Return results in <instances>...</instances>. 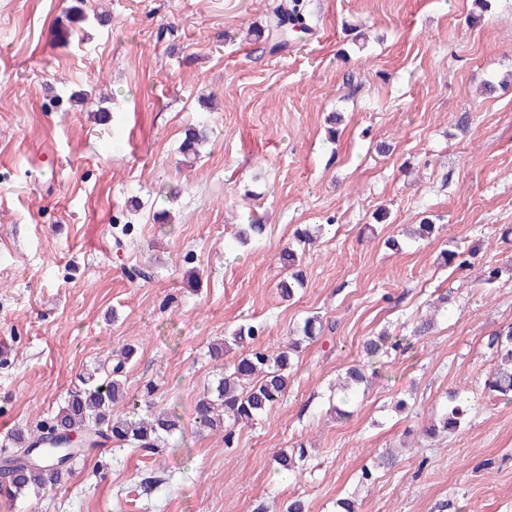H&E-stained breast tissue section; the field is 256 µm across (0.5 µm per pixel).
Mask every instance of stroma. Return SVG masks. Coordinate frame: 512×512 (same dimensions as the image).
<instances>
[{
    "instance_id": "1",
    "label": "stroma",
    "mask_w": 512,
    "mask_h": 512,
    "mask_svg": "<svg viewBox=\"0 0 512 512\" xmlns=\"http://www.w3.org/2000/svg\"><path fill=\"white\" fill-rule=\"evenodd\" d=\"M277 3L0 0V447L126 343L129 393L153 388L179 421L167 447L105 446L0 512H283L297 496L311 512L346 497L358 512H512V405L484 389L512 279L482 283L512 264V0L477 18L471 0H308L314 34L272 54L247 31ZM202 119L210 141L185 162ZM252 216L268 235L239 245ZM425 217L431 239L401 238ZM318 224L332 232L285 299L281 252ZM475 244L467 269L441 264ZM441 297L432 333L374 368L364 341L410 336ZM311 315L331 329L296 354L284 400L232 443L199 431L210 345L253 325L275 348ZM352 366L367 381L339 420ZM462 386L468 424L423 435ZM302 442V475L279 471L275 453ZM387 450L395 464L360 484Z\"/></svg>"
}]
</instances>
